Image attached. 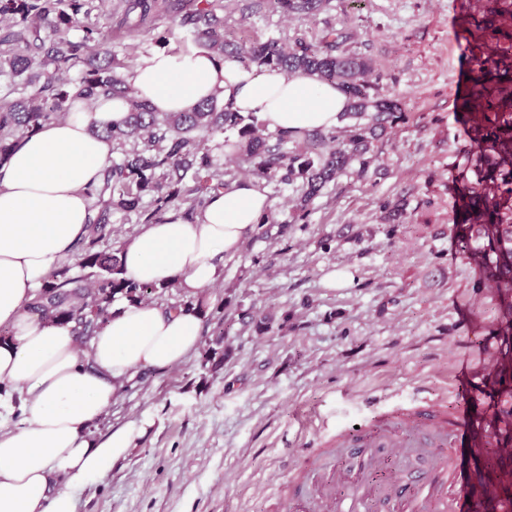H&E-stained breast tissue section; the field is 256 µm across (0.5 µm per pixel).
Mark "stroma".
Wrapping results in <instances>:
<instances>
[{
  "label": "stroma",
  "instance_id": "1",
  "mask_svg": "<svg viewBox=\"0 0 512 512\" xmlns=\"http://www.w3.org/2000/svg\"><path fill=\"white\" fill-rule=\"evenodd\" d=\"M223 5L233 43L349 29L403 118L372 181L342 178L308 223L282 239L254 232L225 257L204 291L217 313L200 351L132 375L93 427L144 431L105 482L75 491L76 512H283L289 488L310 482V453L367 411L427 409L463 364L480 390L476 414L512 404V311L455 225L460 191L484 164L469 133L483 115L462 111L455 83L485 59L512 69V18L487 19L512 0H331L313 19L259 0ZM112 49L134 66L158 46L153 32L116 23ZM398 199L404 223H383L381 203ZM253 313L274 330L256 334ZM219 341L229 354L214 371L201 350Z\"/></svg>",
  "mask_w": 512,
  "mask_h": 512
}]
</instances>
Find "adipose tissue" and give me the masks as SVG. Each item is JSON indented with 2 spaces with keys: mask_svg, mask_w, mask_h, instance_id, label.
<instances>
[{
  "mask_svg": "<svg viewBox=\"0 0 512 512\" xmlns=\"http://www.w3.org/2000/svg\"><path fill=\"white\" fill-rule=\"evenodd\" d=\"M129 80L157 111L188 112L216 97L254 113L271 131L340 127L347 104L331 83L229 58L220 63L197 51L154 52ZM67 108L0 165V392L18 395L26 414L20 426L0 431V512H76L74 490L103 481L142 434L133 425L103 438L91 434L127 376L182 363L200 342L201 317L184 307L117 299L85 350L70 325L31 312L48 272L70 259L87 233L85 187L100 180L113 154L97 131L127 115L121 100ZM269 208L262 183L236 180L211 198L197 223L171 212L164 223L144 225L125 247L127 274L197 295Z\"/></svg>",
  "mask_w": 512,
  "mask_h": 512,
  "instance_id": "ef3b65f1",
  "label": "adipose tissue"
}]
</instances>
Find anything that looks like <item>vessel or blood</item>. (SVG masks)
Here are the masks:
<instances>
[{
    "instance_id": "b4317fda",
    "label": "vessel or blood",
    "mask_w": 512,
    "mask_h": 512,
    "mask_svg": "<svg viewBox=\"0 0 512 512\" xmlns=\"http://www.w3.org/2000/svg\"><path fill=\"white\" fill-rule=\"evenodd\" d=\"M475 421L464 407L456 408L453 428L439 426L430 412L407 419L393 416L386 421L360 424L359 428L341 431L336 436V450L348 453L347 470L329 471L327 463L313 466L316 475L331 473L332 480L316 485L308 496L286 499V512H371L374 496H382L392 512H512V499L501 496L490 486L473 490L463 470V441L474 430ZM405 459L429 449L437 461L430 469L418 473L413 482L391 478L386 485L371 487L368 474L380 463L379 449ZM349 489L345 499H337L336 485Z\"/></svg>"
}]
</instances>
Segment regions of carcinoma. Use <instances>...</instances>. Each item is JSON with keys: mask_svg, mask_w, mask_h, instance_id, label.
Masks as SVG:
<instances>
[{"mask_svg": "<svg viewBox=\"0 0 512 512\" xmlns=\"http://www.w3.org/2000/svg\"><path fill=\"white\" fill-rule=\"evenodd\" d=\"M121 22L140 29L168 14L179 29L183 51L196 50L222 62L268 67L289 76L306 75L336 85L347 99L344 124L332 130L270 132L252 113L243 114L212 98L191 112L160 113L136 96L129 66L112 51V38L97 13L112 0H0V164L24 137L63 117L67 103L119 99L128 115L102 134L115 146L99 184L87 187L92 200L86 236L72 265L51 272L31 311L74 324L76 335L91 336L109 318L112 301H150L157 287L126 275L124 247L112 248V215L133 216L138 224H159L174 210L195 224L211 195L229 182L214 167L207 144L222 137L224 153L251 176L292 189L290 224L308 223L309 206L329 185L353 175L369 181L378 143L401 118L399 102L369 79L371 59L349 47L353 34L327 26L313 39L296 34L231 43L224 39L221 0H119ZM290 16H315L330 0H269ZM79 31L75 36L72 31ZM486 168L468 188L461 220L465 251L485 265L504 298L512 296V88L503 92L494 119L473 128ZM388 224L404 222L406 203L382 204Z\"/></svg>", "mask_w": 512, "mask_h": 512, "instance_id": "1", "label": "carcinoma"}]
</instances>
